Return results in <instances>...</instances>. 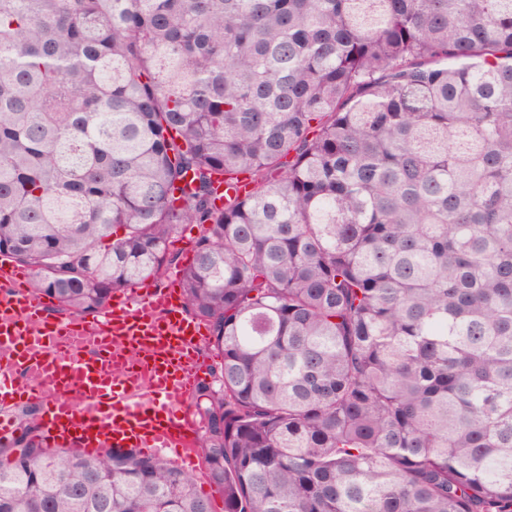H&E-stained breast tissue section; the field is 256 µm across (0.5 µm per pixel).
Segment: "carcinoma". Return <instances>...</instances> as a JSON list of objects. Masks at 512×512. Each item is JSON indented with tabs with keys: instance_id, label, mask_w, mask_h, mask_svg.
I'll return each mask as SVG.
<instances>
[{
	"instance_id": "obj_1",
	"label": "carcinoma",
	"mask_w": 512,
	"mask_h": 512,
	"mask_svg": "<svg viewBox=\"0 0 512 512\" xmlns=\"http://www.w3.org/2000/svg\"><path fill=\"white\" fill-rule=\"evenodd\" d=\"M187 224L224 512H512V0H0V256L91 314ZM0 454V512H213Z\"/></svg>"
}]
</instances>
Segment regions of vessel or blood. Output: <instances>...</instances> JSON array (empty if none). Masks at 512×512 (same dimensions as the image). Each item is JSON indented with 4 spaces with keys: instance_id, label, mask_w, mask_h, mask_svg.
<instances>
[{
    "instance_id": "b4317fda",
    "label": "vessel or blood",
    "mask_w": 512,
    "mask_h": 512,
    "mask_svg": "<svg viewBox=\"0 0 512 512\" xmlns=\"http://www.w3.org/2000/svg\"><path fill=\"white\" fill-rule=\"evenodd\" d=\"M0 402L44 410L50 447L173 448L193 462L199 430L185 407L199 377L202 326L173 288L116 299L96 323L49 321L18 268L0 259Z\"/></svg>"
}]
</instances>
